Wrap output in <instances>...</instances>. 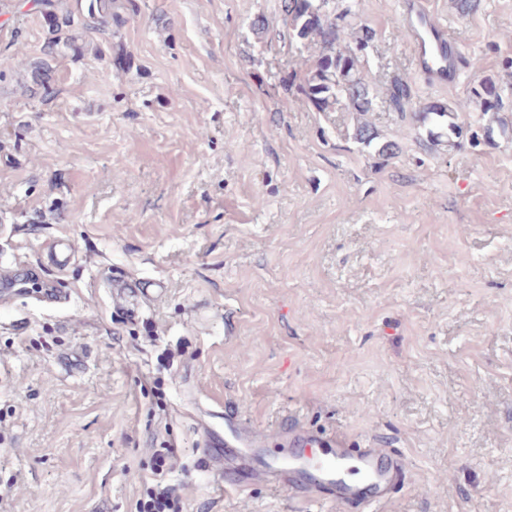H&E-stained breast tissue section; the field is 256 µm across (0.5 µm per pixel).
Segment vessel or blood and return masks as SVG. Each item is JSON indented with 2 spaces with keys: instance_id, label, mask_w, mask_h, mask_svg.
<instances>
[{
  "instance_id": "vessel-or-blood-1",
  "label": "vessel or blood",
  "mask_w": 512,
  "mask_h": 512,
  "mask_svg": "<svg viewBox=\"0 0 512 512\" xmlns=\"http://www.w3.org/2000/svg\"><path fill=\"white\" fill-rule=\"evenodd\" d=\"M404 22L420 73L430 83L455 84L464 55L446 27L418 4L409 5ZM68 238L51 237L44 245L51 279L11 262L0 264V301L14 300L35 290L41 304L57 307L70 299L64 276L75 263ZM131 310H138L147 295L143 284L118 282L113 290ZM205 467L223 473L239 489L267 487L313 502H332L362 512L364 507L387 501L405 479L397 455L369 445L353 448L346 438L294 424L276 433L251 426L240 414H225L223 427L205 424Z\"/></svg>"
}]
</instances>
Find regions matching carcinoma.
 Returning <instances> with one entry per match:
<instances>
[{
    "label": "carcinoma",
    "mask_w": 512,
    "mask_h": 512,
    "mask_svg": "<svg viewBox=\"0 0 512 512\" xmlns=\"http://www.w3.org/2000/svg\"><path fill=\"white\" fill-rule=\"evenodd\" d=\"M113 4L115 0H77V10L59 13L54 0H34L47 23L49 38L43 57L30 69V84L26 88L30 97L46 100L52 94L56 58L69 51L75 55L80 52L75 38L63 35L64 29L80 25L89 32L105 34L112 31V26L121 25L123 18L112 11ZM279 9L289 46L309 52L304 80L296 85V76H288V87L296 88L297 102L319 112L356 113L357 124L349 137L382 157L397 154L398 142L379 141L375 128L366 119L374 110L377 92L365 76L369 60L358 48L372 45L376 34L360 20L356 0H280ZM343 47L348 52H341ZM503 94L502 86L485 76L463 99L452 104L432 101L415 112H408L406 106L412 101V89L408 81L400 78L388 89V101L409 124L428 127L431 142L445 138L448 146L454 147L463 133L459 118L471 115L474 105L480 108L477 120L486 122L487 140H494L496 130L503 136L512 135V120L499 115Z\"/></svg>",
    "instance_id": "obj_1"
}]
</instances>
